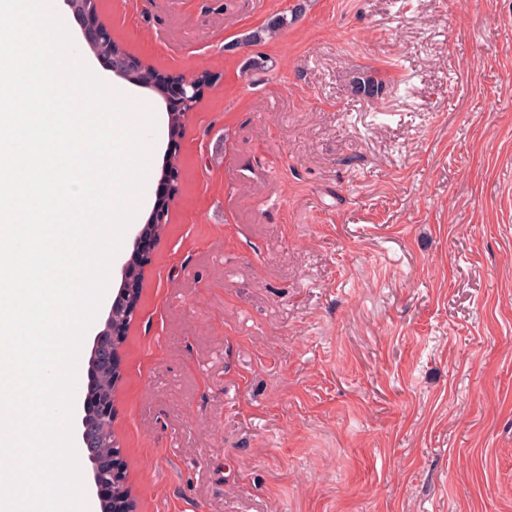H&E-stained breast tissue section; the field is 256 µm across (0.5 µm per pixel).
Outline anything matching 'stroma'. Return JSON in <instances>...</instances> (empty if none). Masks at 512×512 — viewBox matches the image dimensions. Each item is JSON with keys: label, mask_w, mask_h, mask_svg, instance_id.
Here are the masks:
<instances>
[{"label": "stroma", "mask_w": 512, "mask_h": 512, "mask_svg": "<svg viewBox=\"0 0 512 512\" xmlns=\"http://www.w3.org/2000/svg\"><path fill=\"white\" fill-rule=\"evenodd\" d=\"M295 2L95 0L218 78L121 348L136 512H512V0H309L241 43ZM288 24L287 17L282 15L281 17H275L269 21L265 26L257 28L248 33L244 40L247 43L259 44L275 38L279 31Z\"/></svg>", "instance_id": "35a3bbf8"}]
</instances>
